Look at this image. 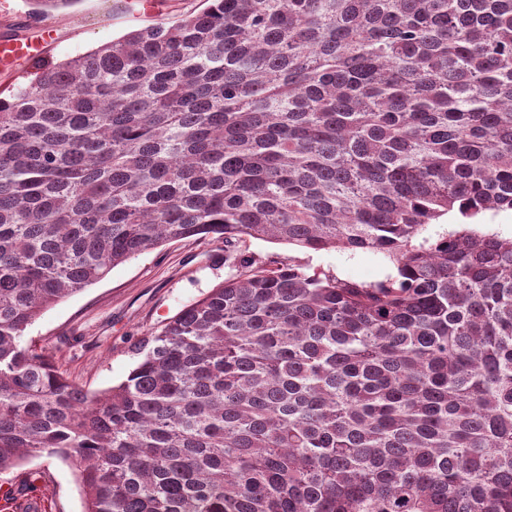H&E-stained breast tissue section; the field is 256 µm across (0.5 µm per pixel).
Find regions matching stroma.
Instances as JSON below:
<instances>
[{
	"instance_id": "stroma-1",
	"label": "stroma",
	"mask_w": 512,
	"mask_h": 512,
	"mask_svg": "<svg viewBox=\"0 0 512 512\" xmlns=\"http://www.w3.org/2000/svg\"><path fill=\"white\" fill-rule=\"evenodd\" d=\"M13 12L0 18V35L40 40L43 23L56 30L44 62L57 63L112 42L125 33L204 8V0H165L162 16L145 14L138 0H76L44 17L29 14L28 0H9ZM247 251L263 265L286 261L308 272L341 279L376 282L394 274L389 259L370 251H313L299 246L253 240ZM237 268L224 258V241L203 236L165 243L114 267L101 281L49 308L28 328L26 339L54 352L71 380L100 392L126 379L135 365L133 343L158 330ZM39 480H31L32 472ZM74 462L38 457L0 473V486L11 487L17 512H83Z\"/></svg>"
}]
</instances>
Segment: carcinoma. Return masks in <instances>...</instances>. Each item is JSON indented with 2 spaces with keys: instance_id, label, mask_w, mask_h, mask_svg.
<instances>
[{
  "instance_id": "carcinoma-1",
  "label": "carcinoma",
  "mask_w": 512,
  "mask_h": 512,
  "mask_svg": "<svg viewBox=\"0 0 512 512\" xmlns=\"http://www.w3.org/2000/svg\"><path fill=\"white\" fill-rule=\"evenodd\" d=\"M512 0H208L0 96V473L83 512H512ZM369 250L238 274L89 393L25 332L166 242ZM470 227L485 232H498L504 236H512V211H501L498 213H487ZM249 255L262 265L276 266L289 260L309 273L324 272L341 279L376 282L394 274L389 259L371 251H313L299 246L252 239L247 243ZM42 477L32 483L31 473ZM77 467L71 460L38 457L24 462L11 471L0 473L1 485L11 487L13 498H1L2 510L14 512H82L83 498L77 482Z\"/></svg>"
}]
</instances>
